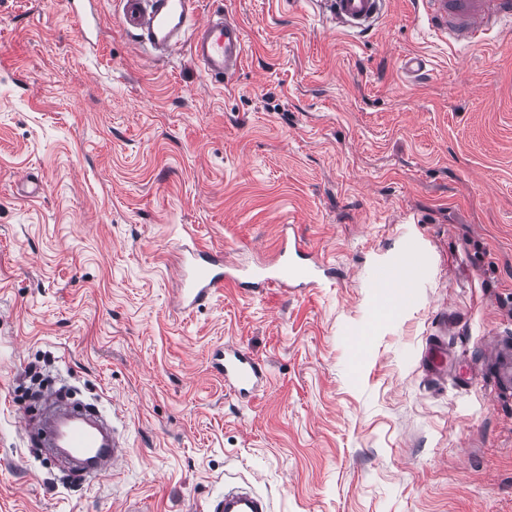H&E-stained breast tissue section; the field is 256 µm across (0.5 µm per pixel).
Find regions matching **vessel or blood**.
I'll return each mask as SVG.
<instances>
[{
	"mask_svg": "<svg viewBox=\"0 0 512 512\" xmlns=\"http://www.w3.org/2000/svg\"><path fill=\"white\" fill-rule=\"evenodd\" d=\"M121 22L135 32L146 54L169 56L188 49L192 60L212 79H230L238 72L246 53L240 24L233 17L216 13L201 18L199 0H121ZM388 0H325L330 18L348 30L369 29L384 13ZM432 28L450 41L480 46L493 29L512 27V0H423ZM309 250L298 233H289L271 266L254 272L255 287L316 288L322 282V266L308 263ZM181 270L175 292L182 310L203 306L227 281L236 277L224 264V257L193 246L177 252ZM214 356L226 382L240 389L255 387L263 371L250 352L217 347ZM104 415L94 408L73 405L66 418L46 427L35 425L39 445L66 448L83 459L93 482L114 478L125 457L116 434L105 429ZM205 512H272L268 496L254 486L231 483L223 493L208 500Z\"/></svg>",
	"mask_w": 512,
	"mask_h": 512,
	"instance_id": "1",
	"label": "vessel or blood"
}]
</instances>
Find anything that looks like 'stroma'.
I'll return each mask as SVG.
<instances>
[{
    "mask_svg": "<svg viewBox=\"0 0 512 512\" xmlns=\"http://www.w3.org/2000/svg\"><path fill=\"white\" fill-rule=\"evenodd\" d=\"M86 8L82 33L66 0H0V512H203L242 479L273 512H512V31L200 0L244 30L227 85L142 53L120 0ZM287 224L334 280L178 308L180 245L249 272ZM220 344L266 385L230 392ZM44 365L124 435L111 482L27 439Z\"/></svg>",
    "mask_w": 512,
    "mask_h": 512,
    "instance_id": "35a3bbf8",
    "label": "stroma"
}]
</instances>
